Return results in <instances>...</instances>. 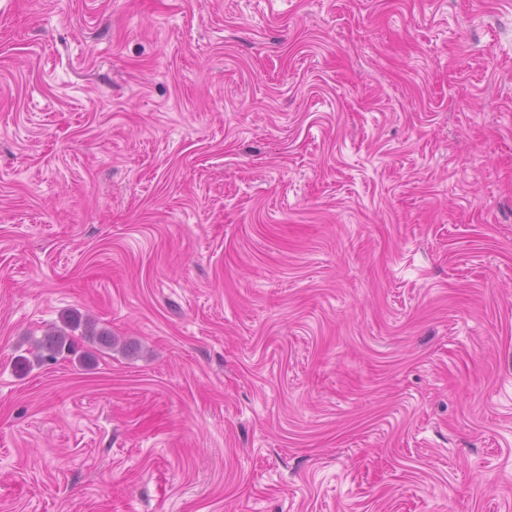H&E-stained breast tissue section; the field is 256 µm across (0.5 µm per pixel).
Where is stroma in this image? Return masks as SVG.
Listing matches in <instances>:
<instances>
[{
	"label": "stroma",
	"instance_id": "obj_1",
	"mask_svg": "<svg viewBox=\"0 0 512 512\" xmlns=\"http://www.w3.org/2000/svg\"><path fill=\"white\" fill-rule=\"evenodd\" d=\"M0 512H512V0H0ZM77 323L70 319L66 323L65 328H60L45 335L46 337L35 343L36 357L38 359L48 358L54 359L56 355H60L64 350H71L72 338L67 330H73Z\"/></svg>",
	"mask_w": 512,
	"mask_h": 512
}]
</instances>
